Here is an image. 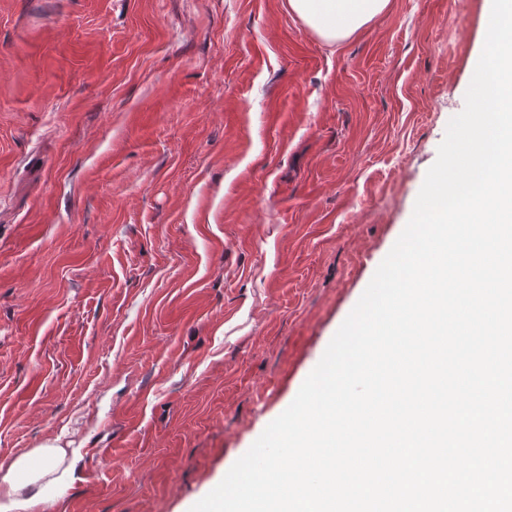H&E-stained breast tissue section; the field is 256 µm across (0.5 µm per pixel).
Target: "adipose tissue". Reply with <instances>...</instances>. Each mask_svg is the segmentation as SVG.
Wrapping results in <instances>:
<instances>
[{
  "mask_svg": "<svg viewBox=\"0 0 512 512\" xmlns=\"http://www.w3.org/2000/svg\"><path fill=\"white\" fill-rule=\"evenodd\" d=\"M389 0H288V9L329 44L349 38L387 8ZM65 449L36 448L0 468V500L14 503L25 488L49 489L72 475Z\"/></svg>",
  "mask_w": 512,
  "mask_h": 512,
  "instance_id": "adipose-tissue-1",
  "label": "adipose tissue"
}]
</instances>
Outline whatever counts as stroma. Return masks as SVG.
I'll list each match as a JSON object with an SVG mask.
<instances>
[{
    "label": "stroma",
    "mask_w": 512,
    "mask_h": 512,
    "mask_svg": "<svg viewBox=\"0 0 512 512\" xmlns=\"http://www.w3.org/2000/svg\"><path fill=\"white\" fill-rule=\"evenodd\" d=\"M488 0L330 45L287 0H0V463L28 512H189L406 227ZM48 460L46 464H42ZM66 451L56 446H43L20 454L7 466L0 465V500L9 503H32L36 495L28 501L18 498L25 488L39 483L38 493L49 489L72 476V464L64 467ZM41 462V463H40ZM20 474H26L19 480Z\"/></svg>",
    "instance_id": "35a3bbf8"
}]
</instances>
